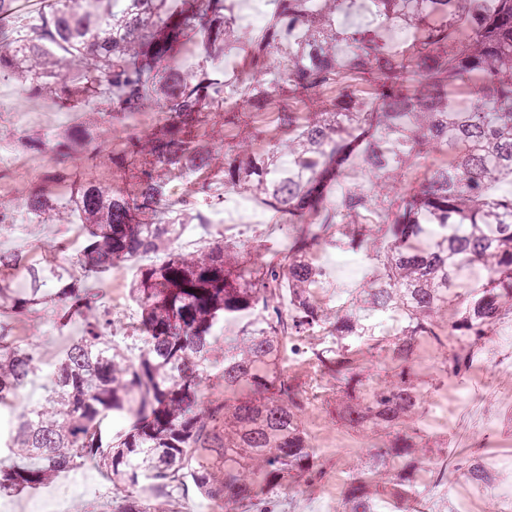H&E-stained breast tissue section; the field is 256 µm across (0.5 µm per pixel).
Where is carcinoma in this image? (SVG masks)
<instances>
[{
  "label": "carcinoma",
  "instance_id": "obj_1",
  "mask_svg": "<svg viewBox=\"0 0 512 512\" xmlns=\"http://www.w3.org/2000/svg\"><path fill=\"white\" fill-rule=\"evenodd\" d=\"M369 3L371 23L352 26L358 0H276L262 33L241 37L236 0H45L27 23L17 0H0V76L20 77L34 93L52 89L64 104L73 86L87 101L105 95L112 125L125 129L152 107L168 114L161 129L129 133L111 149L87 131L70 138L67 148L90 167L131 179L78 184L72 216L82 246L72 269L55 272L26 250L0 247V269L22 279L20 288L0 281V405L39 371L14 323L49 297L63 304L64 325L98 307L54 364L43 403L12 413L0 432V493L39 488L79 460L106 470L124 495L121 512H156L174 489L252 512L262 492L326 476L302 426L305 390L281 369L285 335L331 336L333 345L311 354L343 393L340 421L387 429L421 409L410 367L419 341L443 347L450 332L463 338L467 348L452 364L465 371L471 350L512 312V193L498 191L512 184V0ZM395 28L413 33L404 50L391 41ZM240 40L243 67L226 79L229 49ZM460 82L473 95L466 109L448 99ZM208 108L224 120L218 143L200 133ZM270 109L280 135L259 151L237 141L243 112ZM354 159L367 179L349 184ZM213 169L223 170L224 190L288 217L286 244L252 264L220 241L176 249L186 225L205 232L210 221L199 208L175 210L162 173L193 180L198 193L200 175ZM334 187L340 195L332 200ZM59 205L43 190L23 202L37 224ZM323 244L373 265L354 290L359 301L315 297L330 279L314 258ZM147 254L164 260L141 266L129 288L143 334L131 357L108 336L99 281ZM476 263L486 282L460 300L457 272ZM453 302V318L442 320ZM389 313L402 320L394 342L400 371L367 389L357 345ZM226 321L238 325V342L218 355ZM215 370L224 393L198 400ZM111 413L133 418L115 437L104 429ZM424 463L416 438L395 436L368 470L351 474L348 512H378L380 468L392 470L394 494L411 501ZM461 469L478 485L493 481L480 458Z\"/></svg>",
  "mask_w": 512,
  "mask_h": 512
}]
</instances>
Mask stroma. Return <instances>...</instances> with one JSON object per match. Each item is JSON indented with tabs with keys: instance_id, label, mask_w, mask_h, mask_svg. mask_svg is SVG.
Returning a JSON list of instances; mask_svg holds the SVG:
<instances>
[{
	"instance_id": "35a3bbf8",
	"label": "stroma",
	"mask_w": 512,
	"mask_h": 512,
	"mask_svg": "<svg viewBox=\"0 0 512 512\" xmlns=\"http://www.w3.org/2000/svg\"><path fill=\"white\" fill-rule=\"evenodd\" d=\"M0 98L12 101L15 111L0 112V153L11 157L10 165L0 166V181L12 183L11 199L22 205L24 199L44 187V177L52 168H67L87 179L97 178V171L78 158H61L51 146L70 137L75 130L89 127L103 136L119 142L121 131L101 121L108 112V98H99L95 107L79 106V92H72L69 105H58L46 95L30 94L15 77H0ZM40 139L41 144L31 149L22 144L23 136ZM208 195H195L197 205H204L206 197H213L209 217L213 226L223 232L225 239L241 241L249 246L250 261H260L259 248L265 242L281 238L285 216L275 213L259 200L243 194L228 193L216 172L205 176ZM71 224L66 210H58L52 223L28 225L22 238L0 233V246L37 250L41 261L57 264L60 256L50 252L52 243L66 240ZM57 302L43 304L25 319L21 336L29 337L40 358L57 359L75 336L81 335L85 320L76 318L68 328H60ZM393 336L391 328L377 330L372 340L361 346L364 381L376 385L393 380L395 369L391 361ZM285 374L297 376L305 386H317L318 404L307 406L302 417L307 440L323 458L327 478L314 486H291L281 493L275 512H344L346 482L356 463L367 462L375 448L395 435H417L428 450L430 460L442 463L451 458L485 455L487 449L479 440L486 430H493L503 442L512 441V399L501 395L504 387L512 388V374L501 375L499 389L485 388L483 379L468 371L454 374L450 348H436L420 344L413 359L418 381L428 390L429 402L424 403L418 417L396 428L378 430L351 428L334 417L333 407L340 398L332 380L308 369L304 360L293 353H285L282 360ZM472 394L475 402L470 407L459 403L462 394ZM496 474L493 489L478 496L471 512H512V456L501 457L492 466ZM74 484L67 499L65 512H83L92 498L104 502L108 512H117L121 502L105 472L91 464L60 472L40 489L13 496H0V512H44L43 502L63 484Z\"/></svg>"
}]
</instances>
